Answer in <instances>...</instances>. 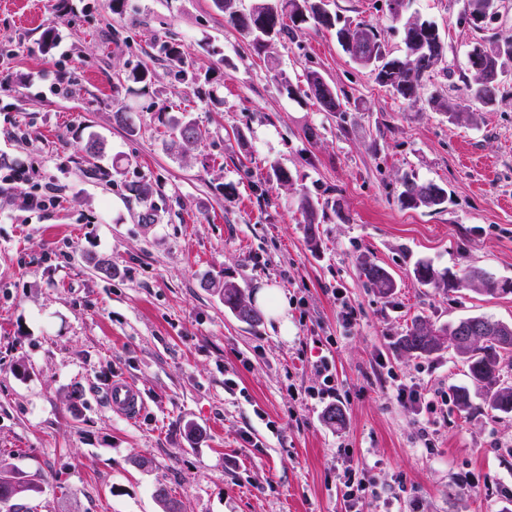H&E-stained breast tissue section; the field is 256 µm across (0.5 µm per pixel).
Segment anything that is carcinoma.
<instances>
[{
	"label": "carcinoma",
	"instance_id": "1",
	"mask_svg": "<svg viewBox=\"0 0 512 512\" xmlns=\"http://www.w3.org/2000/svg\"><path fill=\"white\" fill-rule=\"evenodd\" d=\"M215 6L228 15V22L244 34L252 37L255 47L265 39L284 32L289 19L293 25L311 19L319 27L335 31L336 40L355 61L363 66H372L376 80L391 87L394 93L413 106L422 99L423 77L442 58L444 46L436 25L429 21H408L404 24L405 58H389L383 51L378 32L364 24L352 25L341 21L320 8L321 0H258L248 12L235 9L234 0H213ZM477 87L474 98L490 103L495 99L498 78L482 71H475ZM310 92L327 112L341 111V102L315 72L306 76ZM172 134L177 141L191 145L199 137L198 129L191 121L174 119ZM447 200L446 191L440 185L428 181L419 182L408 177L403 182L399 195L400 204L407 208H432L443 205ZM361 274L377 288L390 292L395 288L392 275L376 264L364 263ZM412 275L415 281L425 287L460 288L476 285L484 292L495 294L512 293V281L494 277L482 268H473L458 276L447 269H438L428 262L415 264ZM224 305L232 310L238 319L253 323L257 315L249 316L242 308L248 306L241 289L232 282L221 285ZM480 321L484 331L471 337L464 344L453 342L456 329L470 321ZM401 349L418 357L430 356L443 348H451L464 359L468 376L474 387L484 391L485 403L495 411L512 413V385L501 380L504 367L512 368V324L492 320L484 316H469L446 326H435L416 319L399 340ZM33 490L30 482L18 477H0V509H13L12 501Z\"/></svg>",
	"mask_w": 512,
	"mask_h": 512
}]
</instances>
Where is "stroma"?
<instances>
[{
    "label": "stroma",
    "instance_id": "stroma-1",
    "mask_svg": "<svg viewBox=\"0 0 512 512\" xmlns=\"http://www.w3.org/2000/svg\"><path fill=\"white\" fill-rule=\"evenodd\" d=\"M322 4L374 26L392 57L405 19L435 23L444 54L420 105L310 22L257 48L213 0H0V472L33 485L18 512H163L160 485L181 512H345L347 469L376 481L363 512H512V413L475 389L458 406L470 379L453 351L420 358L398 345L418 318L512 323V294L412 275L423 260L512 279V60L493 103L468 97V54L512 33V0L478 27L466 0H410L399 20L389 0ZM162 42L179 47L181 68L158 55ZM137 67L148 85L128 84ZM311 71L341 111L321 110ZM448 101L466 103L462 118ZM129 106L133 125L119 126L113 114ZM174 116L199 129L189 151L171 139ZM411 174L447 203L403 207ZM364 262L387 269L394 290L371 286ZM212 278L249 298L279 288L289 337L264 316L239 321ZM322 355L338 392L318 402L305 391ZM120 376L144 397L136 416L112 411ZM400 383L419 384L436 411L400 404ZM332 406L341 422L325 421Z\"/></svg>",
    "mask_w": 512,
    "mask_h": 512
}]
</instances>
